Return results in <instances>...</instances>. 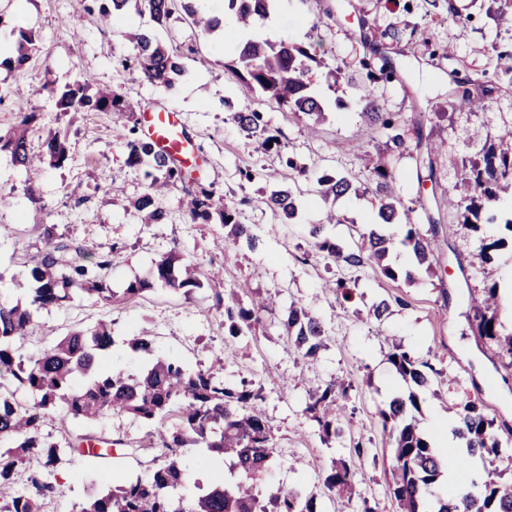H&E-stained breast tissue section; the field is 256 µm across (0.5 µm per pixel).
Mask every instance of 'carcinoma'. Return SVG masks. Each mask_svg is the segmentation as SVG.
<instances>
[{
	"label": "carcinoma",
	"instance_id": "cac0c4a2",
	"mask_svg": "<svg viewBox=\"0 0 512 512\" xmlns=\"http://www.w3.org/2000/svg\"><path fill=\"white\" fill-rule=\"evenodd\" d=\"M273 0H228L235 11L236 20L243 29L251 28L256 19L269 14ZM147 13L159 27L166 26L175 11L190 19L194 28L208 35L222 25L216 16L203 13L196 0H92L85 8L86 16L76 20L81 28L84 19H96L107 25H119L130 10ZM136 53L124 63L134 69L139 78L151 85L170 87L176 77L185 72L180 53L161 44L152 32L144 31L132 36ZM36 50L33 31L18 28V39L13 57L16 68L29 63ZM243 74L239 78L250 88L260 89L269 99L291 112H300L315 123L321 122L325 109L311 92V76H334L326 69L324 61L307 48L281 42L248 39L238 54ZM369 69V83L362 88L366 115L385 130H394L389 136L395 144L403 139L397 133L398 121L377 111L373 83L384 74ZM88 79L52 88L56 109L61 112H124L126 104L108 89L90 91ZM239 127L258 143L271 151L280 148L278 138L269 133L262 113L247 106L234 113ZM34 120L32 112H18L14 124L0 132V152H7L13 164L24 168L29 176L27 193L36 198V179L44 164L53 167L63 164L69 148L59 135L48 136L42 150L35 154L28 141V126ZM496 141V146L481 147V160L472 161L461 168V180L473 194L459 205L460 223L478 228L483 221H491L488 213L496 212L501 202V192L512 189V123L502 126L493 135L486 134L484 141ZM127 161L133 167L144 169L147 186L136 200L134 208L143 224H165L169 212L163 204L166 192L182 186L188 196L185 216L198 224L218 222L224 226V236L216 241V248L229 256L242 247L254 250L259 238L251 228L239 221L235 204L217 194L216 190L198 185H186V174L173 161L160 156L150 141L138 135L137 126L128 129L126 138ZM283 181L295 184L306 177L307 170L297 165L293 158L286 159ZM375 191L382 203L378 217L383 224L396 223L395 178L389 160L378 157L372 167ZM318 193L327 199L339 196L350 189L343 177L322 174L318 180ZM265 204L291 220L298 213V203L293 191L281 189L272 194ZM403 244L412 248L417 265L398 272L384 263L390 238L375 230L362 236L354 249H347L324 233V225L312 224L309 235L315 249L325 257L345 265L360 267L375 264L382 275L390 280L404 277L413 281L420 267L431 269L434 260L432 241L426 238L418 225L405 224ZM42 238L43 247L24 263L27 267L23 289L25 302L14 304L0 302V441L10 442L11 447L0 450V512H39L40 501L54 491L51 482L32 476L30 488L13 489L14 475L26 466L33 456L43 459L49 468L59 457L60 447L41 434L45 415L60 411L61 420H94L109 413H122L155 428L161 443L164 463L149 477H137L120 487L104 482L106 490L91 500L76 506L75 512H317V494L299 489L272 487L267 502L255 494V482L268 469L274 457L271 427L260 409L262 391L243 381L238 387H226L211 370L193 371L182 362L163 357H150L143 362L136 375H127L116 369H104L99 357L116 344L111 325L100 323L93 329H76L37 356H25L17 348L34 328L35 315L50 307H60L78 293L100 300L114 301L115 293L103 286L101 271L112 266L111 251L87 263L88 251L74 245L52 228L34 226ZM67 253L64 261L60 254ZM202 273L197 264L186 259L179 261L168 255L157 261L147 278H137L123 289L122 299L131 301L151 288L181 290L188 296L203 287ZM501 297L498 285L493 283L483 289V298L470 307L476 331L480 338L496 346L497 353L509 358L512 368V331L504 332L499 321ZM266 301L244 305L224 306V352L215 363L224 365V356L233 352V344L253 331L261 322V311ZM289 341L302 357L314 360L324 346L327 336L322 321L303 305L289 306L282 322ZM388 359L404 378L418 387L429 384L425 368L427 363L416 358L413 352L394 348ZM13 378L22 385L28 400L19 402L7 388V379ZM309 409L316 412L319 429L328 437L342 438L345 426L336 419V384L327 383L310 394ZM419 396L411 392L405 398L393 399L387 408L380 410L383 428L390 429L389 441L393 447L392 484L390 494L400 512H423L422 505L436 487L443 469L451 460L441 457L418 430L412 412L419 411ZM457 412L458 437L465 441L471 455H499L500 440L492 431V421L480 402L462 398L450 405ZM91 437L84 435L69 444L68 451L83 459L93 460L102 454L90 447ZM192 448H204L211 453L235 459L241 478L232 483H217L194 498H184L179 490L188 482L189 475L182 466L180 453ZM362 478L358 469L346 461L332 469L323 480L322 494L340 500L352 485ZM436 512H512V484H505L492 477L472 489L448 490L446 496L436 500Z\"/></svg>",
	"mask_w": 512,
	"mask_h": 512
}]
</instances>
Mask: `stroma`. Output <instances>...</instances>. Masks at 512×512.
Returning <instances> with one entry per match:
<instances>
[{"label": "stroma", "instance_id": "35a3bbf8", "mask_svg": "<svg viewBox=\"0 0 512 512\" xmlns=\"http://www.w3.org/2000/svg\"><path fill=\"white\" fill-rule=\"evenodd\" d=\"M84 0H0V45L14 47L16 27L37 35L36 52L23 68L0 63V131L14 122L16 112L37 118L27 133L33 150H40L48 132L70 144L67 161L46 168L40 181V202L29 199L24 169L9 154H0V300L15 302L13 283L23 271L25 254H36L35 225L53 226L57 234L86 246L92 255L112 254V268L104 278L108 288L122 292L129 281L147 275L161 256L176 253L198 263L203 286L191 296L155 288L133 301L103 303L78 295L60 308L41 311L32 335L22 343L25 354L49 348L72 329L107 321L118 338L105 365L135 373L143 361L126 340L146 335L157 357L182 360L189 368L210 367L224 347V315L215 308L214 291L225 300L249 302L274 295L275 312L264 314L255 333L239 337L233 355L217 376L225 386L241 381L260 388L261 408L269 421L276 451L258 493L268 488H315L340 461H348L364 475L349 499L334 502L322 497L319 512H398L389 489L393 451L379 411L400 395L418 391L421 408L418 428L429 437L456 423L444 403L469 397L484 403L489 418L503 435L499 457L473 456L459 480L499 476L512 481V369L504 359L473 336L469 317L471 298L484 287L512 286V232L502 222L471 231L458 224L450 200L460 199L464 187L456 173L463 161L475 158L474 129L496 131L512 121V92L508 78L496 67L497 53H512V31L500 26L499 0H277L266 18L257 20L253 37L272 42L299 43L317 51L335 68L336 81L314 80L311 89L322 100L325 118L309 132L308 118L295 115L259 92L249 91L228 72L237 60L234 27L210 36L198 34L186 17L155 29L149 15L129 13L122 27L86 22L74 31ZM152 30L158 39L184 53L185 73L173 90L142 82L128 69L125 58L134 46L125 31ZM460 62L449 74L447 49ZM385 64L388 74L375 84L380 111L405 121L402 145L390 141L363 113L359 88L367 80L364 61ZM93 77L111 87L134 112L155 106L178 112L190 136L200 145L205 163L189 177L190 184L214 188L232 198L242 223L250 225L262 242L259 250H240L224 258L213 241L217 224H193L182 214L181 188L164 199L169 220L139 223L133 204L146 180L142 171L126 164L127 115L113 112H58L50 95H35L45 79L58 84ZM252 106L281 141L280 151L257 153L234 121L235 112ZM441 144L432 168L420 166L416 142ZM390 154L402 207L422 234L437 244L435 273L420 274L414 282L389 280L376 265L349 267L317 254L308 234L327 210L338 223L328 233L344 246L358 240L375 223L380 198L365 190L369 177L366 156ZM309 169L308 180L293 187L300 200L295 220L288 221L267 208L264 194L281 188L280 171L286 157ZM256 173L253 181L242 170ZM347 178L351 189L335 199L317 196L322 173ZM500 240L492 262L477 258L481 238ZM343 280L347 294L330 284ZM390 300L384 318L374 306ZM299 303L318 316L328 329L317 361L310 362L288 343L278 326V312ZM402 346L431 368L429 387L419 390L405 381L387 359L393 346ZM336 381V416L351 426L349 436L326 438L306 410L311 389ZM42 433L59 445L81 435L113 442L111 456L99 460L98 470L62 455L54 468L31 459L15 477L17 489L27 486L32 473H44L58 488L42 501L41 512H71L75 503L103 491L101 475L121 485L147 476L159 463L158 441L150 429L131 417L106 415L93 423L61 422L46 416ZM216 455L191 451L184 456L190 474L183 493L199 495L203 482L237 481L232 459L216 474Z\"/></svg>", "mask_w": 512, "mask_h": 512}]
</instances>
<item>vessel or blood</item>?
Returning <instances> with one entry per match:
<instances>
[{
	"instance_id": "obj_1",
	"label": "vessel or blood",
	"mask_w": 512,
	"mask_h": 512,
	"mask_svg": "<svg viewBox=\"0 0 512 512\" xmlns=\"http://www.w3.org/2000/svg\"><path fill=\"white\" fill-rule=\"evenodd\" d=\"M145 136L160 155L174 159L183 169L197 166L199 151L184 129L178 113L164 108H147L140 115Z\"/></svg>"
}]
</instances>
